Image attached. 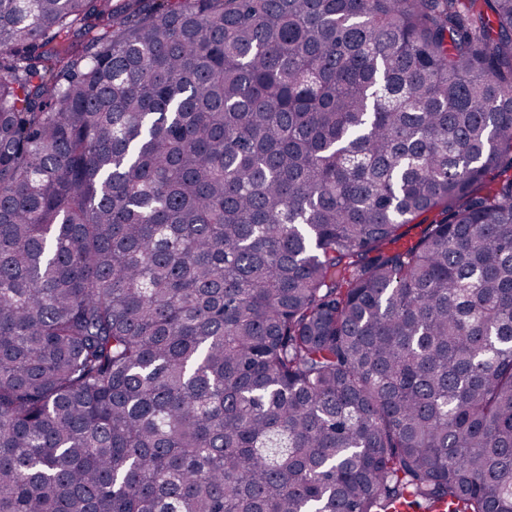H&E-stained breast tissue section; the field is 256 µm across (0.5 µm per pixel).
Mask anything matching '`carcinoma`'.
I'll return each mask as SVG.
<instances>
[{"label":"carcinoma","mask_w":512,"mask_h":512,"mask_svg":"<svg viewBox=\"0 0 512 512\" xmlns=\"http://www.w3.org/2000/svg\"><path fill=\"white\" fill-rule=\"evenodd\" d=\"M439 506L512 512V0H0V512Z\"/></svg>","instance_id":"1"}]
</instances>
